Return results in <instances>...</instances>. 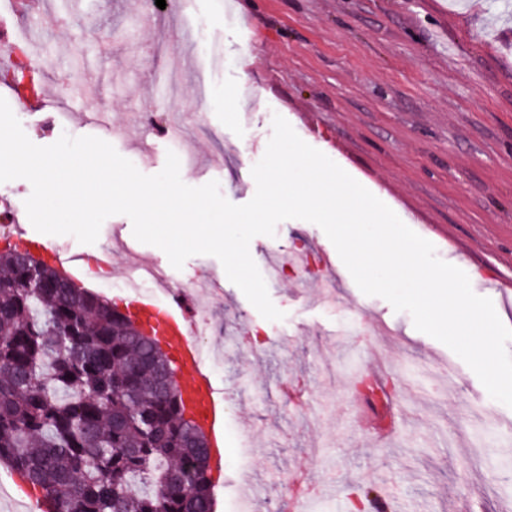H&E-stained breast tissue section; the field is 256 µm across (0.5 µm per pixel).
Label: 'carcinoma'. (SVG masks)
I'll return each mask as SVG.
<instances>
[{
  "instance_id": "carcinoma-1",
  "label": "carcinoma",
  "mask_w": 512,
  "mask_h": 512,
  "mask_svg": "<svg viewBox=\"0 0 512 512\" xmlns=\"http://www.w3.org/2000/svg\"><path fill=\"white\" fill-rule=\"evenodd\" d=\"M0 251V463L48 512H213L207 440L177 390L152 385L175 366L85 288L50 287ZM356 512H383L356 495Z\"/></svg>"
}]
</instances>
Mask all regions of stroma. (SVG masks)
Wrapping results in <instances>:
<instances>
[{"mask_svg": "<svg viewBox=\"0 0 512 512\" xmlns=\"http://www.w3.org/2000/svg\"><path fill=\"white\" fill-rule=\"evenodd\" d=\"M53 21L18 14L0 0V23L35 37L42 68L56 88L36 110L0 84L31 142L61 135L95 136L110 143L143 174L159 173L174 144L150 127L155 119L183 120L205 77L208 99L201 121L208 134L185 133L197 160L180 167L187 185L218 181L231 203L255 194L252 167L263 157L267 110L284 117L297 135L320 150L409 227H434L439 259L462 269L473 291L494 299L500 320L512 312L497 299L512 282V6L501 0H244V14L228 15L220 0H177L175 14L135 12L128 0H51ZM198 17L193 42L180 31L181 14ZM108 24L114 39L86 42L74 51L76 22ZM215 44L223 65H201L198 53ZM95 66V88L81 92L83 72ZM253 89L256 104L224 107L225 98ZM112 103L111 126L83 122L99 100ZM148 134L153 153L136 135ZM24 179L0 183V215L17 213L28 232L19 246L45 240L91 255L132 244L167 268L182 286L217 281L222 300L210 303L198 340L225 348L210 371L224 391V469L214 476L216 512H239L242 481L254 487L253 512L280 504L298 512V485L308 491L307 512H353L352 499L392 486L399 512H504L512 503V408L487 393L451 349L419 332L409 313L365 295L350 273L325 296L306 280L272 273L298 246L313 257L341 258L314 223L280 222L274 236L259 235L250 254L273 304L285 317L263 318L209 255L171 268L160 248L135 240L127 216L102 224L95 243L31 228ZM380 357L386 382L395 384L398 429L385 447H372L357 426L356 379ZM294 382L305 403L282 394Z\"/></svg>", "mask_w": 512, "mask_h": 512, "instance_id": "stroma-1", "label": "stroma"}]
</instances>
